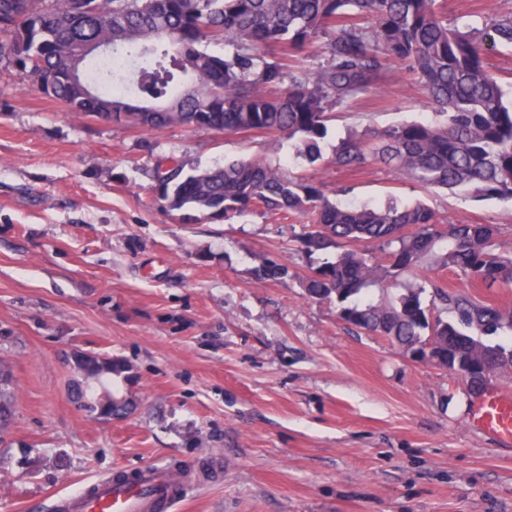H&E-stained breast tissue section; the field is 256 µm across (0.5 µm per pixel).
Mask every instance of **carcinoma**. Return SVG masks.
<instances>
[{"mask_svg":"<svg viewBox=\"0 0 512 512\" xmlns=\"http://www.w3.org/2000/svg\"><path fill=\"white\" fill-rule=\"evenodd\" d=\"M110 39L112 52L95 47ZM224 42V53L203 44ZM318 43L323 60L298 76L293 61ZM512 45V17L482 30L448 23L439 0H0V62L71 109L144 129L174 124L218 133L262 132L288 139L292 160H323L333 112L377 89L386 65L418 78L436 119L338 139L331 162L394 166L425 188H462L512 202V99L484 59ZM160 176L164 208L186 224L226 221L254 207L313 217L298 239L307 257L328 249L300 285L334 298L345 323L385 336L403 353L430 348L462 362L480 352L512 369V345L488 337L512 330V311L471 288H512V249L486 224H442L421 204L398 208L332 202L316 177L263 157L186 169L175 155ZM451 270L465 289L449 290L424 271ZM288 276L263 259L259 283ZM431 290L443 313L423 304ZM78 398L99 418L125 404L102 380L124 372L116 359L83 354ZM13 417L9 375L0 368V446Z\"/></svg>","mask_w":512,"mask_h":512,"instance_id":"carcinoma-1","label":"carcinoma"}]
</instances>
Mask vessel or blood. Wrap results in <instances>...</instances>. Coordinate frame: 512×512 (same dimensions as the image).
Segmentation results:
<instances>
[{
  "label": "vessel or blood",
  "mask_w": 512,
  "mask_h": 512,
  "mask_svg": "<svg viewBox=\"0 0 512 512\" xmlns=\"http://www.w3.org/2000/svg\"><path fill=\"white\" fill-rule=\"evenodd\" d=\"M469 423L499 444L512 446V394L495 385L486 387L473 404ZM188 490L166 467L146 465L123 482L99 481L94 490L65 495L61 508L63 512H154L160 506L171 512Z\"/></svg>",
  "instance_id": "obj_1"
}]
</instances>
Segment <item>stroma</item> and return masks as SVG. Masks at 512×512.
<instances>
[{"label": "stroma", "instance_id": "35a3bbf8", "mask_svg": "<svg viewBox=\"0 0 512 512\" xmlns=\"http://www.w3.org/2000/svg\"><path fill=\"white\" fill-rule=\"evenodd\" d=\"M443 6L478 28L512 15V0ZM431 116L393 63L379 92L337 108L329 138ZM170 154L203 168L284 157L288 143L102 122L0 62V362L16 410L0 512H54L98 477L153 463L198 478L174 512H512V447L469 426L465 382L305 296L292 245L309 216L256 207L179 223L152 193ZM316 175L342 201L419 200L512 245V203L428 191L381 165ZM265 257L288 277L256 283ZM78 352L123 361L111 390L131 413L78 408Z\"/></svg>", "mask_w": 512, "mask_h": 512}]
</instances>
